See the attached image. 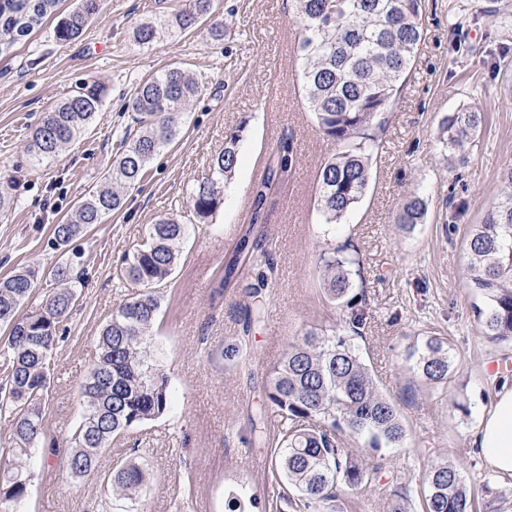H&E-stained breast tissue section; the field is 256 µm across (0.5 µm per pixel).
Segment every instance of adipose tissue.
<instances>
[{
    "mask_svg": "<svg viewBox=\"0 0 512 512\" xmlns=\"http://www.w3.org/2000/svg\"><path fill=\"white\" fill-rule=\"evenodd\" d=\"M472 445L493 470L512 476V386H502L481 418Z\"/></svg>",
    "mask_w": 512,
    "mask_h": 512,
    "instance_id": "ef3b65f1",
    "label": "adipose tissue"
}]
</instances>
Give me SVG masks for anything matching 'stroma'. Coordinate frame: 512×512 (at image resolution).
<instances>
[{
    "label": "stroma",
    "mask_w": 512,
    "mask_h": 512,
    "mask_svg": "<svg viewBox=\"0 0 512 512\" xmlns=\"http://www.w3.org/2000/svg\"><path fill=\"white\" fill-rule=\"evenodd\" d=\"M71 4L60 0L39 28L0 58V182L10 184L13 196L12 205L0 209V277L21 267L45 274L56 264L52 229L102 188L124 132L134 128L127 103L139 80L179 66L201 82L202 92L189 103L174 142L128 192L124 208L72 243L82 255L86 286L55 355L46 400L47 438L56 452L20 512H101L107 501L111 512H126L124 501L107 500L101 476L136 441L150 473L138 512H226L232 497L258 498L259 512H285L288 488L272 466L279 428L268 421L263 444L251 445L247 415L264 400L266 372L288 342L312 326L343 324L342 311L326 303L319 286V257L331 243L358 253L365 324L357 343L407 429L405 446L380 460L357 438L346 439L349 455L379 465L380 474L374 485L346 493L336 512H390L402 497L409 512H423L420 486L440 460L460 464L477 512H512V476L491 471L472 447L478 420L501 386L512 385V371L497 368L512 359V343L484 338L477 299L466 286L465 249L469 228L499 198L501 176L512 167V0H426L427 35L379 136L368 192L328 240L314 195L318 168L335 146L302 98L292 0H215L223 42H214L204 24L183 36L160 34L144 48L134 41L136 25L189 0H99L82 35L60 43L54 27ZM90 80L103 91L90 131L56 158L34 162L27 151L31 129ZM464 110L483 113L484 121L460 151L446 147L443 127ZM238 129L236 172L220 187L221 207L200 221L188 207V191L209 176L226 134ZM284 134L298 163L265 226L277 282L267 291L263 321L246 334L243 293L219 286L224 254L248 220L251 186ZM414 195L426 202L425 219L400 228L394 217ZM162 215L189 227L161 291L153 344L175 402L133 435L116 437L100 460V477L71 480L65 439L79 420L80 385L94 363L100 328L133 289L117 271ZM423 336L443 338L452 349L455 370L447 390L422 384L405 358ZM240 344L246 362L227 359L226 350Z\"/></svg>",
    "instance_id": "stroma-1"
}]
</instances>
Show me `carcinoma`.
I'll return each instance as SVG.
<instances>
[{"label": "carcinoma", "instance_id": "carcinoma-1", "mask_svg": "<svg viewBox=\"0 0 512 512\" xmlns=\"http://www.w3.org/2000/svg\"><path fill=\"white\" fill-rule=\"evenodd\" d=\"M58 0H0V56L19 36L41 24ZM302 38L297 53L303 62L301 91L322 134L336 152L316 176V210L324 235L333 234L365 196L371 159L378 142L376 129L391 111L425 35V0H293ZM98 0H73L54 35L60 42L81 36L96 14ZM213 0H194V7L142 22L135 41L151 44L160 29L185 34L212 12ZM201 92L198 81L180 67L149 75L130 97L135 135L124 134V149L112 160L104 180L114 185L82 201L72 220L54 225L55 243L63 249L50 271L56 287L36 297L39 271L22 268L0 278V418L10 434L0 445V512H17L34 478L31 462L43 450L47 431L44 402L51 383V363L61 327L71 316L85 287L74 272L79 256L65 250L93 224H101L125 202V192L139 187L148 164L176 138L179 118ZM102 102L95 84L81 85L70 97L45 113L32 130L27 146L33 159L53 157L84 134ZM483 113L457 112L444 132L446 143L458 146L475 138ZM243 129L225 136L224 150L212 159L211 176L191 191L189 204L200 220L222 205L218 185L230 180L239 159ZM296 162L289 139L268 157L263 177L251 190L250 218L239 225L234 248L224 254L219 287L245 286L251 298L247 321L264 316L261 291L270 287L275 269L263 249L265 213L274 204L272 186L287 182ZM504 191L467 236L469 264L466 285L485 299L476 310L482 333L491 343L512 342V168L502 175ZM425 215L423 200L408 199L395 217L397 224H418ZM188 225L168 216L148 225L142 243L122 261L120 274L138 286L113 310L99 332L97 361L81 386L79 423L69 437L66 460L70 477L84 479L99 472L101 454L112 438L131 432L164 415L172 404L168 376L151 356L153 327L161 298L157 287L172 275ZM320 287L327 302L349 309L342 330L309 328L289 343L268 373L266 399L250 418L256 440L264 437L266 414L280 417V448L275 468L293 495L286 501L293 512H325L347 490L366 487L379 469L364 468L348 456L342 438L363 440L373 457L406 440V428L396 405L383 395L373 371L352 336L360 335L364 313L347 298L363 280L359 258L345 247L320 254ZM413 369L430 387L446 390L455 357L448 342L426 336L409 352ZM149 480L133 457L112 468L106 484L111 495L136 501ZM421 496L425 512H474V495L461 468L441 460L426 472Z\"/></svg>", "mask_w": 512, "mask_h": 512}]
</instances>
